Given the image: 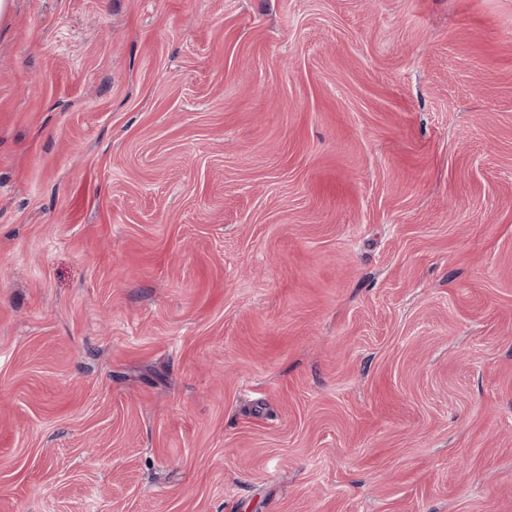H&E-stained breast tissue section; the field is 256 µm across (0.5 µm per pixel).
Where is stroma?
Wrapping results in <instances>:
<instances>
[{
    "label": "stroma",
    "instance_id": "1",
    "mask_svg": "<svg viewBox=\"0 0 512 512\" xmlns=\"http://www.w3.org/2000/svg\"><path fill=\"white\" fill-rule=\"evenodd\" d=\"M0 512H512V0H14Z\"/></svg>",
    "mask_w": 512,
    "mask_h": 512
}]
</instances>
